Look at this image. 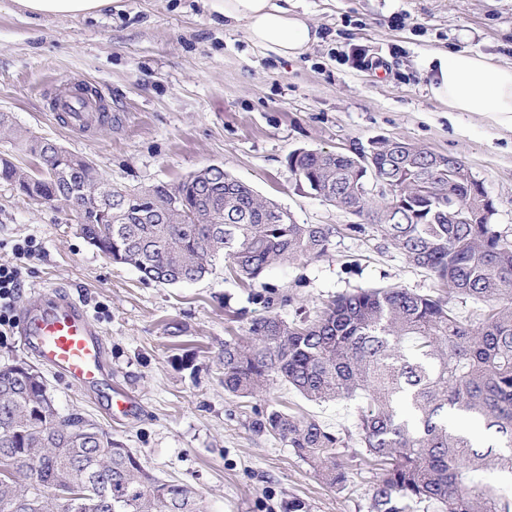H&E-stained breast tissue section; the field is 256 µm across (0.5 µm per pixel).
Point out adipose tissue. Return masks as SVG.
I'll use <instances>...</instances> for the list:
<instances>
[{"label": "adipose tissue", "mask_w": 512, "mask_h": 512, "mask_svg": "<svg viewBox=\"0 0 512 512\" xmlns=\"http://www.w3.org/2000/svg\"><path fill=\"white\" fill-rule=\"evenodd\" d=\"M26 12L46 17L89 15L111 0H17ZM212 13L243 24L249 41L288 61L299 60L317 33L302 14L277 0H210ZM421 66L433 97L452 112H487L512 122V65H498L470 50L435 51Z\"/></svg>", "instance_id": "ef3b65f1"}]
</instances>
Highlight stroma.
I'll use <instances>...</instances> for the list:
<instances>
[{
  "label": "stroma",
  "instance_id": "35a3bbf8",
  "mask_svg": "<svg viewBox=\"0 0 512 512\" xmlns=\"http://www.w3.org/2000/svg\"><path fill=\"white\" fill-rule=\"evenodd\" d=\"M318 42L298 61L254 47L225 25L208 0H112L91 16L36 17L0 0V112L15 125L85 156L113 185L174 184L219 165L300 224H353L288 166L297 149L352 153L371 140L404 138L461 159L512 237V125L491 113L452 112L435 100L420 63L429 52L469 49L512 65V0H289ZM382 59L360 65L358 55ZM102 88L112 121L78 132L45 105L46 93ZM35 237L22 268L12 324L0 335V367L38 365L20 336L27 305L46 289L79 299L106 342L113 390L132 394L131 412L108 414L89 393L43 369L60 413L80 412L133 449L157 476L191 485L209 512H371L379 469L357 445L338 449L348 478L325 484L293 449L251 423L272 406L314 417L333 433L353 431L356 404L309 402L281 384L255 398L224 391L218 356L264 315L262 287L287 295L282 317L314 316L334 297L396 286L441 287L375 229L334 237L326 256L267 271L262 284L225 265L194 283L142 280L88 244L75 213L38 204L0 183V264H15L13 240Z\"/></svg>",
  "mask_w": 512,
  "mask_h": 512
}]
</instances>
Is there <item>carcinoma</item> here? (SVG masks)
<instances>
[{
  "instance_id": "cac0c4a2",
  "label": "carcinoma",
  "mask_w": 512,
  "mask_h": 512,
  "mask_svg": "<svg viewBox=\"0 0 512 512\" xmlns=\"http://www.w3.org/2000/svg\"><path fill=\"white\" fill-rule=\"evenodd\" d=\"M20 151L45 173L0 157V181L35 202L65 203L83 190L119 188L88 158L32 133ZM375 142L374 174L392 194L362 192L366 177L354 154L294 151L288 165L312 194L381 228L410 263L448 285V297L404 288L360 289L329 301L313 318L274 312L251 320L243 340L224 341V391L250 398L279 382L317 403L361 400L356 441L381 467L373 512H512V240L483 215L472 173L451 155L408 140ZM460 179L448 186V163ZM430 183L428 206L399 205ZM132 204L149 215L130 220L121 208L90 206L76 215L81 235L142 279L194 282L220 263L254 284L266 271L325 256L341 227L299 224L224 170L202 169L176 184L134 189ZM482 302V318L461 317L451 298ZM17 361L0 369V512H208L191 486L156 476L130 448L79 413L62 415L46 397L43 376ZM452 412L480 420L499 445L479 447L448 421ZM286 442L330 486L346 482L336 449L346 439L316 419L278 407L252 422ZM29 480L21 484L18 476ZM74 481L84 496L59 498Z\"/></svg>"
}]
</instances>
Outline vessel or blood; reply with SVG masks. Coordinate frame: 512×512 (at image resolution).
I'll list each match as a JSON object with an SVG mask.
<instances>
[{
	"instance_id": "1",
	"label": "vessel or blood",
	"mask_w": 512,
	"mask_h": 512,
	"mask_svg": "<svg viewBox=\"0 0 512 512\" xmlns=\"http://www.w3.org/2000/svg\"><path fill=\"white\" fill-rule=\"evenodd\" d=\"M49 106L76 129L90 120L91 100L53 95ZM24 344L55 373L78 387H91L107 372L106 346L81 303L50 289L30 308L21 329Z\"/></svg>"
}]
</instances>
